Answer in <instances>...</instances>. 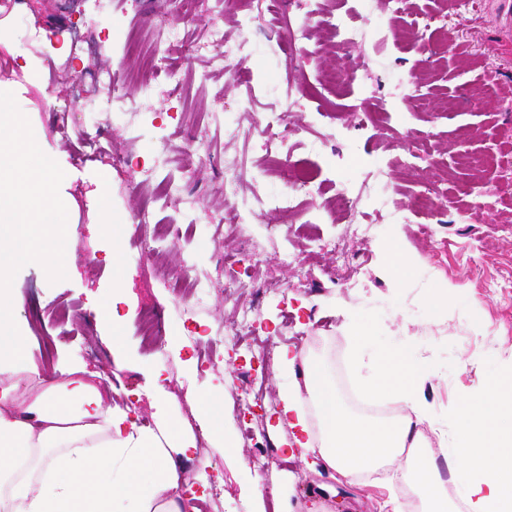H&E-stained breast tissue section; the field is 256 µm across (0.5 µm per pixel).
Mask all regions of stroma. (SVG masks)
Segmentation results:
<instances>
[{
  "label": "stroma",
  "mask_w": 512,
  "mask_h": 512,
  "mask_svg": "<svg viewBox=\"0 0 512 512\" xmlns=\"http://www.w3.org/2000/svg\"><path fill=\"white\" fill-rule=\"evenodd\" d=\"M485 2L477 23L449 33L446 0H410L401 12L387 0H292V19L307 22L311 33L305 55L289 46L286 24L264 15L254 0V83L245 87L214 72L209 57L218 46L183 56L184 48L207 43L213 20L222 23L226 41L236 40L240 5L199 0L195 16L185 18L178 0H0V76L8 77L11 54L42 59L41 89L18 96L15 109L41 156L79 174L54 187L74 200L59 216L71 231L64 250L14 261L0 278L15 302L4 327L25 336L27 357L40 368L84 365L102 372L119 401L136 395L145 425L155 413L145 375L162 373L166 414L196 443L182 467L191 478L207 472L211 482L200 512H275L283 500L291 512H382L393 474L387 465L349 482L292 457L284 445L292 430L278 425L277 416L293 375L266 369L264 412L248 420L237 412L242 360L212 336L234 320L220 260L237 249L240 236L249 238L257 279L279 280L288 293L287 304L263 302V337L273 350L328 363L347 412H358L360 379L371 377L394 347H404L411 365L428 372L425 396L435 423L421 432L432 457L455 442L459 400L480 399L486 382L512 366V192L499 189L512 179V26L501 21L498 0ZM344 11L362 30L349 52L331 48L322 25ZM171 25L181 41L166 49L160 32ZM131 32L180 64L179 96L161 76L142 91V58L125 47ZM77 34L105 40L106 47L54 57V47ZM450 38L457 48L449 53ZM359 57L366 71L353 85L331 95L294 94L297 83L351 70ZM98 69L138 102L134 119L106 114L95 125L89 102ZM412 70L427 74L416 99L405 88ZM364 102L383 120L356 125ZM281 111L297 131L283 158L319 169L312 193L289 215L267 212L255 200L277 188L278 177L252 115ZM335 126L345 128L344 137L312 153L315 134ZM414 146L427 147L428 157L411 172L401 158ZM214 158H236L245 168L239 195L250 213L232 236L223 221L231 206L224 172L211 166ZM148 180L192 194L186 208L174 196L153 202L155 223L174 225L179 237L155 255L142 250L146 230L134 221ZM340 188L399 204L437 188L445 194L447 221L436 225L429 215L412 214L400 223L368 207L355 223L337 222L323 205ZM393 240L416 264L398 287L384 262ZM188 260L214 282L191 315L172 286ZM147 313L158 322L151 336L142 328ZM355 333L366 337L357 363ZM199 401L224 421L233 443L224 454L210 453L204 423L192 413ZM248 425L267 434V453L257 454L245 437Z\"/></svg>",
  "instance_id": "35a3bbf8"
}]
</instances>
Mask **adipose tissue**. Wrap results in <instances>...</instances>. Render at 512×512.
Wrapping results in <instances>:
<instances>
[{"label": "adipose tissue", "instance_id": "ef3b65f1", "mask_svg": "<svg viewBox=\"0 0 512 512\" xmlns=\"http://www.w3.org/2000/svg\"><path fill=\"white\" fill-rule=\"evenodd\" d=\"M11 75L0 78V224L22 228L11 251L34 255L64 243L69 228L58 221L67 199L51 194L69 172L45 162L24 119L13 108L16 95L37 85L36 58L15 55ZM275 371L300 376L280 395L281 421L293 429L300 460L345 478L394 463L393 480L420 487L423 512H512V372L490 380L481 408L463 406L464 423L446 460L462 481V502L445 493L432 457L421 453L420 424L431 410L423 393L425 371L411 367L403 349L385 354L381 375L361 386L370 398L387 395L406 412L378 420L344 412L324 363L281 353ZM315 405L323 438L313 443L303 397ZM145 426L130 407L116 403L99 373L82 367L45 374L27 361L25 339L0 336V512H199L207 476L198 492L184 496L187 479L178 459L194 447L180 438L164 410Z\"/></svg>", "mask_w": 512, "mask_h": 512}]
</instances>
